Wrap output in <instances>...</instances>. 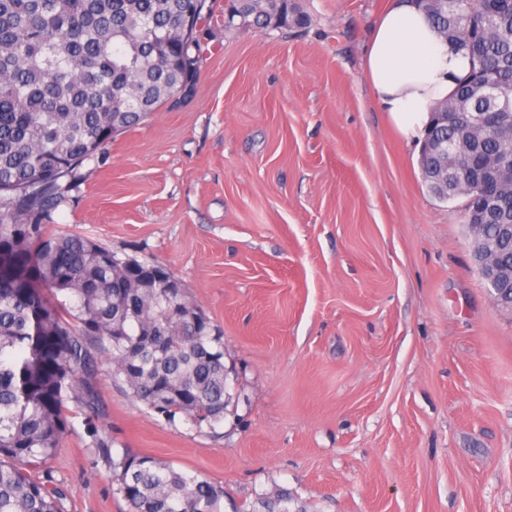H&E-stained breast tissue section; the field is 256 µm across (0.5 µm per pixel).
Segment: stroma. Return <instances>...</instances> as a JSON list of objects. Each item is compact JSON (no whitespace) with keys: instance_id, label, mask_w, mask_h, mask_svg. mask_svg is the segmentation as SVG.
Wrapping results in <instances>:
<instances>
[{"instance_id":"stroma-1","label":"stroma","mask_w":512,"mask_h":512,"mask_svg":"<svg viewBox=\"0 0 512 512\" xmlns=\"http://www.w3.org/2000/svg\"><path fill=\"white\" fill-rule=\"evenodd\" d=\"M389 2L301 0L292 31L210 20L193 95L83 164L55 223L182 281L224 330L227 414L168 422L99 374L105 447L73 409L46 469L64 512H129L125 451L228 510L285 487L305 512H512V311L366 79Z\"/></svg>"}]
</instances>
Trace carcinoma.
Returning a JSON list of instances; mask_svg holds the SVG:
<instances>
[{
    "label": "carcinoma",
    "mask_w": 512,
    "mask_h": 512,
    "mask_svg": "<svg viewBox=\"0 0 512 512\" xmlns=\"http://www.w3.org/2000/svg\"><path fill=\"white\" fill-rule=\"evenodd\" d=\"M454 51L470 60L432 110L445 155L455 118L512 91V0H417ZM207 0H0V512H62V491L33 474L69 432L67 403L88 412L104 445L91 380L101 357L148 409L197 430L224 422V331L183 283L152 259L112 251L53 227L79 167L114 136L194 88L203 49L188 14ZM263 28L271 12L302 26L299 0H228ZM474 148L512 169V109ZM481 243L512 268V235L484 224ZM131 512H222L224 489L151 456L111 458ZM252 512H289L288 491Z\"/></svg>",
    "instance_id": "obj_1"
}]
</instances>
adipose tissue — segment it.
Returning <instances> with one entry per match:
<instances>
[{
  "mask_svg": "<svg viewBox=\"0 0 512 512\" xmlns=\"http://www.w3.org/2000/svg\"><path fill=\"white\" fill-rule=\"evenodd\" d=\"M364 68L383 110L405 137L415 138L434 102L451 95L469 64L450 49L417 0H392L368 42Z\"/></svg>",
  "mask_w": 512,
  "mask_h": 512,
  "instance_id": "obj_1",
  "label": "adipose tissue"
}]
</instances>
